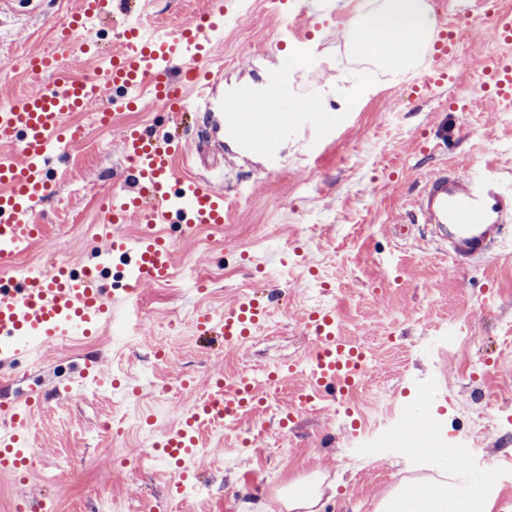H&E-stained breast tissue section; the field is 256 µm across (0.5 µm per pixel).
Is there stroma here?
I'll return each instance as SVG.
<instances>
[{"instance_id": "stroma-1", "label": "stroma", "mask_w": 512, "mask_h": 512, "mask_svg": "<svg viewBox=\"0 0 512 512\" xmlns=\"http://www.w3.org/2000/svg\"><path fill=\"white\" fill-rule=\"evenodd\" d=\"M335 11L317 0H296L309 20L301 66V93L319 112L350 119L337 135L334 152L317 155L307 141L284 146L287 167L267 175L254 159L224 156V193L233 202L223 230L184 235L170 224L176 273L163 285L142 286L139 303L148 315L118 322L92 339L68 340L66 352L48 347L38 360L13 370L0 398L13 406L43 395L48 402L28 428L38 450L24 486L0 476V512H14L20 493L46 503L49 512H94L100 496L118 512H155L174 503L176 512H239L243 490L276 498L289 483L323 473L338 484L324 512H375L379 500L403 480L420 479L412 466L416 450L405 446L381 462L355 448L351 418L381 424L363 400L351 398L349 413L332 402L278 425L303 384L315 340L303 320L315 308L345 309L339 321L347 336H363L378 373L398 410L432 397L431 417L455 422L467 432L480 412V396L501 392L500 428L485 446L494 465L512 456V223L508 242L479 261L440 260L427 230L410 223L407 202L423 179L444 167L465 170L492 164L512 170V106L488 98L479 84L481 62L499 51L491 25L472 17L462 29L456 85L433 89L427 98L409 96L414 74L393 76L357 62L346 50L345 22L360 0H334ZM152 27L175 31L207 0H146ZM76 0H18L0 14V54L18 61L0 72V104L40 90L20 61L53 44L58 23ZM282 26L268 0H248L216 45L224 84L260 80L277 64ZM92 55H66L58 64L82 77L104 65L117 46L116 30L92 22ZM87 131L51 169L53 190L35 213L44 239L20 255L11 271L58 259L95 262L103 251L107 223L103 195L120 185L127 167L121 150L126 127L169 130L160 109L120 111L99 126L92 111L72 115ZM244 296L268 298L279 326L260 330L238 347L219 333L200 334V310L221 318ZM98 357L106 385L86 386L81 371ZM295 365L281 394L259 412L201 431L197 455L199 489L176 499L170 469L147 453L158 432L210 394L211 373L243 371L262 378L267 369ZM195 380L183 390L182 377ZM75 384L68 399L58 389ZM154 414L155 428L141 418ZM122 434L106 431V419ZM222 444L223 455L208 452Z\"/></svg>"}]
</instances>
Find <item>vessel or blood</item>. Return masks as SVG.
Returning <instances> with one entry per match:
<instances>
[{"mask_svg":"<svg viewBox=\"0 0 512 512\" xmlns=\"http://www.w3.org/2000/svg\"><path fill=\"white\" fill-rule=\"evenodd\" d=\"M437 17L444 21L428 75L411 87L415 99L433 88L456 84L458 73V21L480 15L493 27L506 50L486 57L481 65V86L498 103H512V10L500 0H432ZM238 12L236 0H209L205 10L182 24L171 35H146L142 22L126 24L123 48L108 64L79 80L58 66L57 55L86 48L88 25L109 19L110 0H77V8L57 28L55 53L31 55L26 69L32 78L51 76L40 92L26 94L0 106V140L15 145L16 155L0 156V271L42 235L31 214L47 197L52 179L53 157L86 139L83 126L71 123L72 113L97 107L96 121L110 124L114 108L138 107L143 89H150L152 102L171 118L188 122L192 114L206 112L217 138L237 153L261 160L266 172L278 170L281 148L294 129L309 134L322 150L336 145V122L299 102L295 95L298 73L280 66L266 85L237 89L228 97L213 99L218 80L209 65L216 35ZM120 90L112 110L100 104L109 90ZM122 150L130 165L133 189L108 197L112 221H135L142 232L137 240L119 233L106 234V254L127 259V283L109 290L100 284L99 268L84 266L75 272L62 260L51 269H32L15 288L0 290V367L20 359H35L41 348L74 335L93 336L119 316L136 310L140 289L146 284L168 282L174 270V245L161 232V225L180 224L184 234L202 228L219 229L224 224L226 198L217 189L224 181V168L207 155H200L201 173L183 172L188 148L169 133L125 130ZM412 212L426 223L432 241L446 249L454 261L484 255L512 222V185H505L494 172L479 166L456 172L430 173L412 201ZM266 303L243 297L225 307L221 321L207 312L196 319L200 333L220 329L224 343L236 346L248 340L254 329L269 317ZM307 333L317 339V350L307 368V378L289 406L296 415L329 394H346L363 372L362 355L343 336L336 312L320 308L304 320ZM258 402L249 374L237 375L225 388L187 410L172 427L160 433L154 454L176 459L179 485L194 483L192 462L200 445L204 419H234L247 415ZM35 401L12 409L0 426V473L30 470L36 453L26 427L35 412Z\"/></svg>","mask_w":512,"mask_h":512,"instance_id":"b4317fda","label":"vessel or blood"}]
</instances>
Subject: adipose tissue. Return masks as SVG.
I'll return each instance as SVG.
<instances>
[{"label":"adipose tissue","mask_w":512,"mask_h":512,"mask_svg":"<svg viewBox=\"0 0 512 512\" xmlns=\"http://www.w3.org/2000/svg\"><path fill=\"white\" fill-rule=\"evenodd\" d=\"M437 18L427 0H377L357 6L346 23L348 44L355 55L395 73L416 69L432 47ZM324 476L292 483L279 494L285 512H323L326 495L335 493ZM378 512H492V501L483 494L463 492L453 486L430 485L425 494L411 486L387 494Z\"/></svg>","instance_id":"1"}]
</instances>
